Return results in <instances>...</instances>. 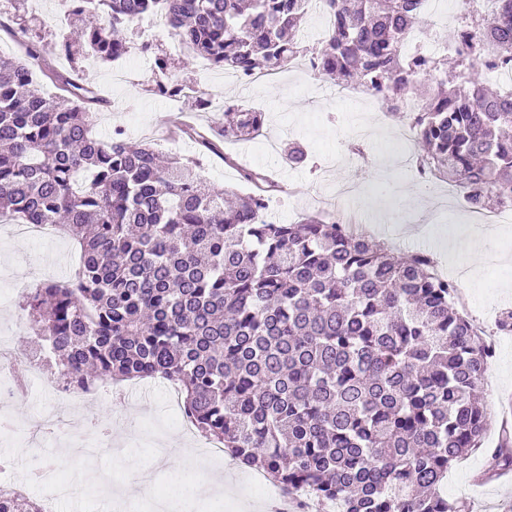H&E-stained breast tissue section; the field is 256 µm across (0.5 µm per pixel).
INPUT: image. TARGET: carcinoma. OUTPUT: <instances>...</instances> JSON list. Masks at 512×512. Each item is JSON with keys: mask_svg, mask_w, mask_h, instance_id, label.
<instances>
[{"mask_svg": "<svg viewBox=\"0 0 512 512\" xmlns=\"http://www.w3.org/2000/svg\"><path fill=\"white\" fill-rule=\"evenodd\" d=\"M77 39L98 60L128 52L125 31L162 13L195 57L243 77L285 70L300 56L340 86L381 95L391 111L424 87L410 119L421 173L481 209L512 203V93L480 71L487 41L512 59V0L474 24L448 75L442 58L404 47L426 0H324L330 27L299 39L310 0H72ZM73 41L0 55V218L59 224L80 247L75 278L37 284L24 311L56 374L75 387L161 377L180 388L196 429L224 453L290 492L339 512H469L441 486L483 444L484 332L453 301V282L423 252H395L321 215L294 224L261 217L278 187L216 190L196 159L162 163L155 146L116 131L105 140L92 89L29 59L70 53ZM64 94L45 97L39 76ZM154 88L175 84L154 57ZM265 115L224 108L219 134L193 130L202 154L253 140ZM288 165L307 152L288 146ZM512 470V430L487 474ZM0 512H40L28 498Z\"/></svg>", "mask_w": 512, "mask_h": 512, "instance_id": "1", "label": "carcinoma"}]
</instances>
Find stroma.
Returning <instances> with one entry per match:
<instances>
[{"mask_svg": "<svg viewBox=\"0 0 512 512\" xmlns=\"http://www.w3.org/2000/svg\"><path fill=\"white\" fill-rule=\"evenodd\" d=\"M41 17L24 19L22 6H15L5 21L16 27L15 37L0 31V54H19V45L55 42L60 34L51 17L59 13V0H38ZM178 42L171 29H163L151 55L142 58L137 70L121 82L112 81L113 69L121 61L101 64L86 54L56 55L51 64L67 73L76 83L89 85L108 103L96 123L100 137L111 138L114 129L125 128L130 113H138L143 133H130L129 140L156 143L173 156L196 154L195 143L178 133L173 119L180 114L201 127L224 124L223 103L240 104L265 112L267 122L262 136L251 141H225V154L237 158L239 165L277 171L282 186V220L298 221L306 213L322 207L324 196L336 195L339 210L356 208L365 217L363 229L390 246L410 251L428 245L435 252L438 272L453 273L466 265L468 280L464 291L472 308L468 316L483 328L497 346L484 374V402L488 430L481 449L469 453L448 470V497L466 501L471 512H512V473L486 478L483 475L488 450L496 448L504 424L512 425V333L498 332L496 322L512 311V223L485 230L468 225L466 206L454 186L421 178L402 165L395 137L402 121L377 110L371 102L333 99V81L301 67L279 73L249 88L240 87L233 76L216 69H204L201 60L176 52ZM174 59L175 78L188 93L168 106L153 89L152 65L155 55ZM307 149V166L289 167L284 151L292 142ZM55 262L56 278L69 276L79 261L76 245L69 238L32 243L12 236L0 225V267L22 275L35 268L40 259ZM85 417L112 419L113 443L125 444L123 457L108 452L94 455L70 454L78 446L72 437L69 448L47 454L45 463L56 472L91 471V485L80 497L64 504V512H99L103 501L95 485L100 480L129 473L139 465L152 463L151 476L157 488L170 487L171 477L164 461H151L146 448L129 446L133 431L164 424L163 438L175 450L182 467L198 462L188 449L187 435L170 424L160 381H141L136 394L127 395L123 410L108 401H92L82 406Z\"/></svg>", "mask_w": 512, "mask_h": 512, "instance_id": "1", "label": "stroma"}]
</instances>
